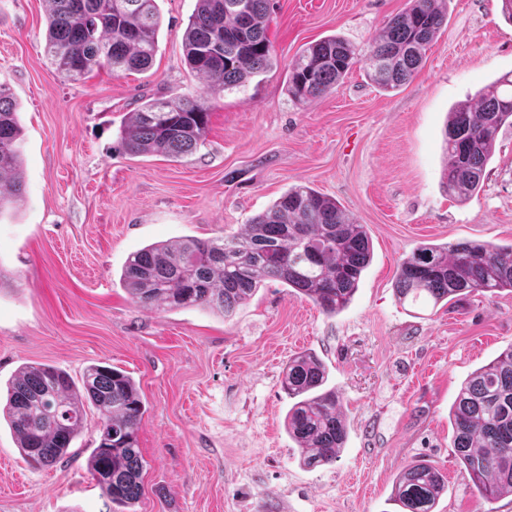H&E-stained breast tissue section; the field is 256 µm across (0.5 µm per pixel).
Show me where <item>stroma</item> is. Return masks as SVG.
<instances>
[{"instance_id":"obj_1","label":"stroma","mask_w":512,"mask_h":512,"mask_svg":"<svg viewBox=\"0 0 512 512\" xmlns=\"http://www.w3.org/2000/svg\"><path fill=\"white\" fill-rule=\"evenodd\" d=\"M195 4L157 0L150 70L72 83L45 56V0H0V82L19 103L24 183L20 206L0 218V388L32 363L76 379L92 364L128 372L145 403L134 512H396L393 483L421 456L448 475L439 512H477L449 415L472 373L512 347V292L410 306L394 284L420 244H512V128L479 194L462 201L442 186L447 114L512 73V23L499 0H450L447 27L401 88L379 89L360 62L300 105L289 61L333 34L368 52L408 0H273L275 67L225 91L193 155L118 153L143 101L201 90L183 62ZM300 183L336 197L372 242L341 313L277 281L228 317L151 310L122 287L130 253L237 233ZM301 351L326 364L347 428L337 461L314 469L284 426L282 371ZM97 423L88 410L69 455L35 469L0 419V512H107L87 470Z\"/></svg>"}]
</instances>
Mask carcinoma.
I'll return each instance as SVG.
<instances>
[{"instance_id":"obj_1","label":"carcinoma","mask_w":512,"mask_h":512,"mask_svg":"<svg viewBox=\"0 0 512 512\" xmlns=\"http://www.w3.org/2000/svg\"><path fill=\"white\" fill-rule=\"evenodd\" d=\"M271 0H196L183 33L187 68L203 90L149 99L129 113L121 134L124 153L182 158L204 140L210 109L224 91L271 71L267 33ZM45 55L66 81L96 69L118 76L151 68L161 16L156 0H47ZM448 21V0H409L373 39L368 76L384 90L409 80ZM358 61L356 48L332 35L307 45L288 65V93L299 103L336 87ZM512 76L505 74L448 112L442 183L448 194L470 199L483 185L497 136L512 127ZM22 127L18 103L0 82V215L17 208L23 193ZM364 225L334 197L297 184L254 216L244 231L215 239L156 242L130 254L120 283L144 307L169 311L193 306L224 316L248 301L267 280L279 281L328 315L351 302L370 263ZM512 292V244L462 241L423 243L396 268L401 303L438 305L474 293ZM313 352L288 359L282 389L294 400L285 428L314 468L336 462L347 437L336 391ZM99 418V443L87 467L115 512L132 508L142 492L145 462L137 430L145 405L133 378L100 364L80 382L49 364L21 367L0 408L23 459L51 467L68 454L83 427L86 408ZM453 448L483 512L512 494V348L476 370L450 410ZM448 479L425 459L406 465L393 488L401 512H438Z\"/></svg>"}]
</instances>
